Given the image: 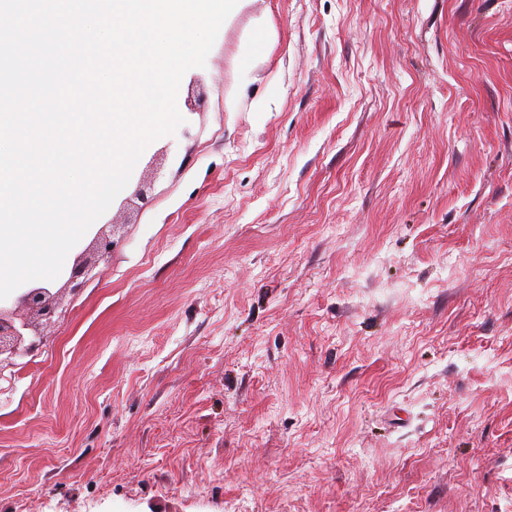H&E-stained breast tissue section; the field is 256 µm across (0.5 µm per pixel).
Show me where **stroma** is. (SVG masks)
<instances>
[{
    "instance_id": "obj_1",
    "label": "stroma",
    "mask_w": 512,
    "mask_h": 512,
    "mask_svg": "<svg viewBox=\"0 0 512 512\" xmlns=\"http://www.w3.org/2000/svg\"><path fill=\"white\" fill-rule=\"evenodd\" d=\"M194 74L0 368V512H512V0H252Z\"/></svg>"
}]
</instances>
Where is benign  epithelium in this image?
I'll return each instance as SVG.
<instances>
[{
    "mask_svg": "<svg viewBox=\"0 0 512 512\" xmlns=\"http://www.w3.org/2000/svg\"><path fill=\"white\" fill-rule=\"evenodd\" d=\"M95 264L85 258L72 266L67 283L88 278ZM58 293L50 286L20 288L16 296L0 300V365L36 347L28 331L39 335V326L55 314Z\"/></svg>",
    "mask_w": 512,
    "mask_h": 512,
    "instance_id": "benign-epithelium-1",
    "label": "benign epithelium"
}]
</instances>
